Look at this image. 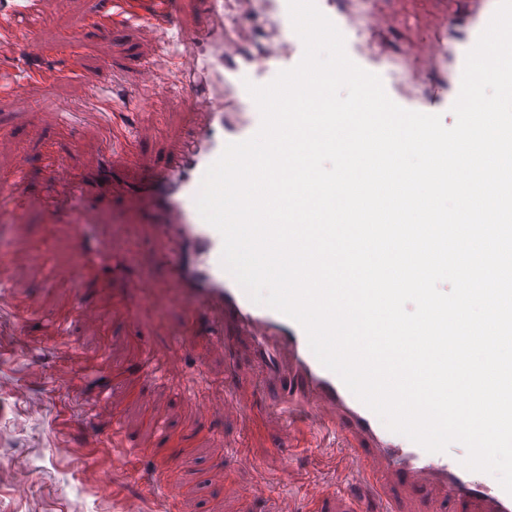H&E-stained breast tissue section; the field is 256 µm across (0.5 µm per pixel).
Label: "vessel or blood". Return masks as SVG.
I'll list each match as a JSON object with an SVG mask.
<instances>
[{"mask_svg": "<svg viewBox=\"0 0 512 512\" xmlns=\"http://www.w3.org/2000/svg\"><path fill=\"white\" fill-rule=\"evenodd\" d=\"M374 2L360 21L365 29L392 34L401 44L409 77L422 79L429 75L434 59L447 60L449 81L432 88L425 110L432 113L441 107L451 108L459 94L465 56L490 21L498 0ZM116 6L115 13L96 18L98 27L108 31L113 23L128 18L144 21L163 34L175 35L180 50L172 77L161 76L145 63L140 67L139 79L144 86L163 93L173 88H189L187 107L201 117L169 161L159 166L139 152L135 134L118 133L112 137L114 146L138 163L145 175L144 180L126 186L130 201H137L145 190L155 198L158 222L154 229L169 256L175 259L172 280L177 300L186 308L180 339L194 340L205 319L211 322L208 343L215 351L232 346L235 336H227V328H234L235 335L247 336L255 357L274 385L273 403L278 413H305L310 427L321 435L314 455L322 458L340 453L343 469L361 476L373 501L381 499V478L395 475L412 487L428 482L437 484L454 498L475 493L483 504V512H512V494L501 487L495 476L468 470L460 457L427 452L390 431L338 375L318 361L297 322L253 303L222 267V238L196 209L195 197L207 168L227 144L250 138L260 126V113L245 88L246 82L269 83L279 71L297 63L293 51L301 47L302 41L292 27L286 0H268L266 4L267 26L282 38L278 49L257 58L244 57L242 63L230 70L224 67V51L229 41L224 23L226 0H206V30L201 35L174 31L173 0H116ZM327 15L342 32L348 56L363 69L379 75L385 90H392L391 74L375 62L372 43L358 42L344 14L331 9ZM44 77L43 71L33 69L26 82L32 84ZM23 83L13 77L10 68L0 69L1 93H19ZM0 153L15 159L10 179L0 182V201L6 203L7 214L15 219L21 215L18 192L30 159L10 139H0ZM47 158L54 174L71 182L73 200L72 206L65 208L48 201V209L57 221L87 223L89 211L81 203L86 199L87 189L101 183L105 169H86L76 175L55 152H48ZM107 259V254L77 246L69 274L81 277ZM340 435L365 437L369 445L336 449V438ZM146 483L159 494V512H172L173 501L165 493L170 485L168 468L155 467Z\"/></svg>", "mask_w": 512, "mask_h": 512, "instance_id": "vessel-or-blood-1", "label": "vessel or blood"}]
</instances>
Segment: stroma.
<instances>
[{"label": "stroma", "instance_id": "stroma-1", "mask_svg": "<svg viewBox=\"0 0 512 512\" xmlns=\"http://www.w3.org/2000/svg\"><path fill=\"white\" fill-rule=\"evenodd\" d=\"M111 2L43 0L49 21L38 33L39 45L50 49L64 33L87 32L88 47L75 61L82 78L29 85L22 101L0 94V136L17 141L31 160L22 188L23 218L0 223V252L24 257L7 269L0 298L31 306L22 329L0 348V380L8 384L0 391V460L10 469L26 470L31 485L20 496L12 477L0 478V512H118L115 501L98 491L105 478L119 486L121 498L138 501L141 512H156L157 496L137 471L164 462L180 488L173 496L174 512H275L279 498H302L312 482L329 491L319 512H369L359 478L344 475L335 461L314 457L305 447L302 423L284 428L270 422L266 378L247 341H238L231 359L209 353L201 339L176 341L184 310L166 291L172 270L164 243L150 229L155 215L148 201L130 204L116 190L90 195L94 221L83 226L52 222L43 211L44 195L63 197L67 191L42 167L43 147L55 127L40 116L79 113L88 84L100 82L104 74L114 75L129 92L127 119L139 132L144 155L155 163L168 158L193 120L179 90L167 95L161 111L144 104L150 91L139 82L141 63L168 73L177 55L160 32L142 22L111 32L88 28L89 18ZM233 45L234 53L226 58L230 64L256 49L275 48L277 39L252 17L236 25ZM71 137L75 149L62 152L71 167L104 155V132L96 121L78 118ZM80 242L100 251L126 249L132 260L100 267L85 279H51V271L71 265ZM132 280L144 282V289L128 290ZM79 299L100 312L103 327L74 322L64 335H55L57 319ZM70 342L89 355L105 354L108 370L71 384L60 382L58 364ZM147 350L161 360L159 377L139 369ZM33 363L46 373L39 389L44 406L36 414L9 390L23 382ZM230 381L253 388L254 422L223 409ZM104 390L118 404L113 438L86 419L88 405ZM204 401L216 403L217 409L201 417L196 410ZM62 439L72 448L64 457L54 452ZM259 483L268 486V498L250 504L248 493ZM383 484L384 503L393 512H477L471 499L448 498L429 485L410 488L393 476Z\"/></svg>", "mask_w": 512, "mask_h": 512}]
</instances>
